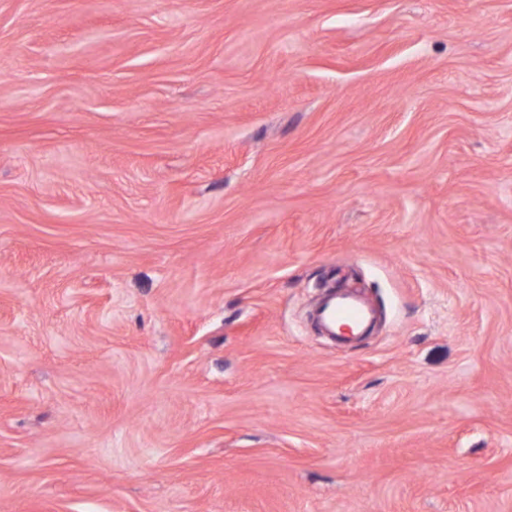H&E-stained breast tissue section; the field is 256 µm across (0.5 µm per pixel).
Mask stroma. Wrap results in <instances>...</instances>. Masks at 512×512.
Segmentation results:
<instances>
[{"instance_id":"35a3bbf8","label":"stroma","mask_w":512,"mask_h":512,"mask_svg":"<svg viewBox=\"0 0 512 512\" xmlns=\"http://www.w3.org/2000/svg\"><path fill=\"white\" fill-rule=\"evenodd\" d=\"M0 512H512V0H0ZM371 309L351 293H337L320 307L317 319L331 335L341 334L348 327L352 336H359L372 321Z\"/></svg>"}]
</instances>
